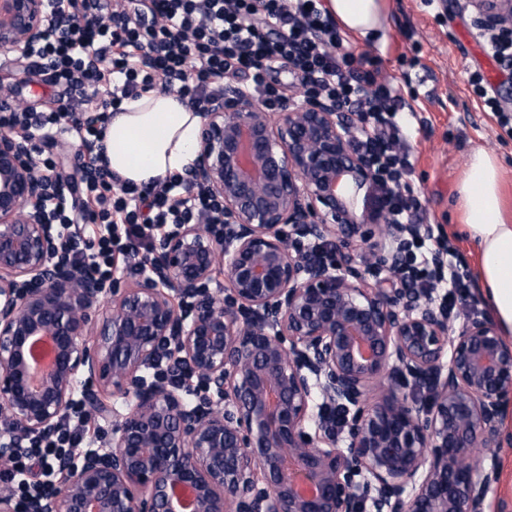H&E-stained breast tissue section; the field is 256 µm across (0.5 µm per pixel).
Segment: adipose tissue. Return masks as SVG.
<instances>
[{
  "instance_id": "adipose-tissue-1",
  "label": "adipose tissue",
  "mask_w": 512,
  "mask_h": 512,
  "mask_svg": "<svg viewBox=\"0 0 512 512\" xmlns=\"http://www.w3.org/2000/svg\"><path fill=\"white\" fill-rule=\"evenodd\" d=\"M326 8L342 29L360 38H376L384 28L385 0H328ZM200 125V114L177 93L150 91L127 100L104 131L109 168L121 182L138 186L184 174ZM501 177L497 158L474 150L458 196L486 300L503 330L512 333V224L502 215Z\"/></svg>"
}]
</instances>
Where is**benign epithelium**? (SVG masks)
<instances>
[{
    "instance_id": "benign-epithelium-1",
    "label": "benign epithelium",
    "mask_w": 512,
    "mask_h": 512,
    "mask_svg": "<svg viewBox=\"0 0 512 512\" xmlns=\"http://www.w3.org/2000/svg\"><path fill=\"white\" fill-rule=\"evenodd\" d=\"M463 7L512 36V0ZM64 20L0 0V49L28 58ZM353 125L333 101L213 97L184 189L220 204L224 236L177 224L109 291L53 261L57 174L0 130V467L76 403L105 424L98 447L54 461L55 490L23 505L0 491V512H184L185 493L190 512H485L512 344L476 297L458 323L437 289L399 285L421 225L380 210L394 187L375 184ZM328 243L334 262L310 250Z\"/></svg>"
}]
</instances>
